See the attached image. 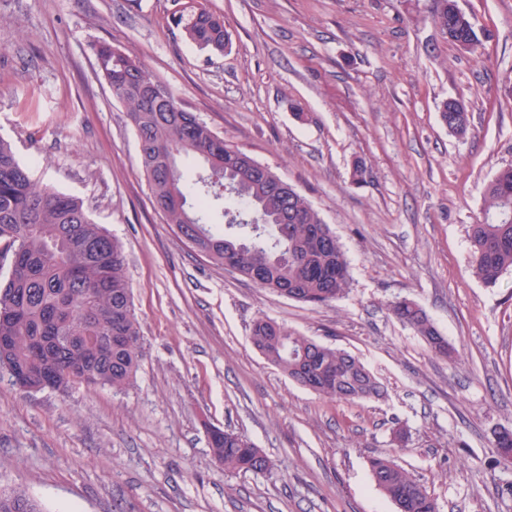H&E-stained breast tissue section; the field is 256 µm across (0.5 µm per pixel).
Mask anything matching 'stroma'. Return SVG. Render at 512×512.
<instances>
[{
	"instance_id": "1",
	"label": "stroma",
	"mask_w": 512,
	"mask_h": 512,
	"mask_svg": "<svg viewBox=\"0 0 512 512\" xmlns=\"http://www.w3.org/2000/svg\"><path fill=\"white\" fill-rule=\"evenodd\" d=\"M458 5L490 34L479 53L442 38L434 0H0V137L122 243L142 350L122 390L26 391L0 372V486L46 512H396L367 467L389 451L440 512H512L494 446L512 428V271L484 286L467 234L484 183L512 164V0ZM201 8L224 18V55L175 24ZM101 42L312 203L350 263L343 299L256 287L178 236L97 74ZM449 98L470 113L465 137L439 119ZM402 297L456 361L393 317ZM260 316L358 356L385 398L295 384L252 345ZM397 426L407 447L390 445ZM212 427L246 435L270 470L225 472Z\"/></svg>"
}]
</instances>
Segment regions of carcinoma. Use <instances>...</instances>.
<instances>
[{"label":"carcinoma","mask_w":512,"mask_h":512,"mask_svg":"<svg viewBox=\"0 0 512 512\" xmlns=\"http://www.w3.org/2000/svg\"><path fill=\"white\" fill-rule=\"evenodd\" d=\"M431 21L449 42L477 50L480 31L457 0H436ZM186 37L200 49L224 53L230 40L224 17L199 11L178 18ZM99 74L112 96L125 104L137 138L139 157L154 204L177 229H196L207 239V254L231 264L257 287L310 306H325L349 290L350 273L336 236L311 203L298 192H278L249 156L216 135L183 108L166 87L153 97L157 82L140 60L107 43L95 47ZM441 123L464 137L469 112L457 100L439 107ZM198 159L204 173L193 177L178 158ZM196 204L188 207L187 196ZM221 211L224 225L212 222ZM512 164L502 167L483 189V219L469 225L472 266L487 287L512 270ZM236 227L240 234L226 233ZM9 270L0 279V362L30 379L56 382V388L82 384L129 386L140 362V331L122 246L90 218L72 195L36 184L29 168L0 138V253ZM392 315L413 328L432 352L452 357L454 348L416 302L401 298ZM251 342L294 382L336 402L380 400L386 391L355 355L257 318ZM214 459L224 471L264 474L267 469L246 437L216 429L209 437ZM374 484L407 512H439L436 499L387 454L368 459ZM0 512H45L21 488L0 489Z\"/></svg>","instance_id":"1"}]
</instances>
